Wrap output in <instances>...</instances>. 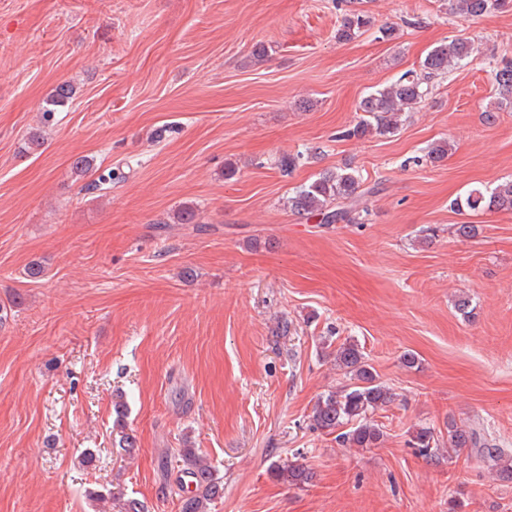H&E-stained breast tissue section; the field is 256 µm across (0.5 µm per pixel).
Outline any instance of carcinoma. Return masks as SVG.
<instances>
[{
  "label": "carcinoma",
  "mask_w": 512,
  "mask_h": 512,
  "mask_svg": "<svg viewBox=\"0 0 512 512\" xmlns=\"http://www.w3.org/2000/svg\"><path fill=\"white\" fill-rule=\"evenodd\" d=\"M512 8V0H452L451 10L466 16H482L493 11ZM370 25L361 13L345 15L336 31L337 38L350 41ZM474 47L465 42L451 41L431 50L421 64L420 72L408 71L390 85L364 97L358 107L361 115L348 135L362 138L370 134H391L429 94L430 80L444 74L472 55ZM494 82L503 96L512 95V60H503L493 69ZM361 176L352 167L324 170L318 177L296 187L288 197V208L304 217L319 216L324 224L343 222L363 224L368 209L361 206ZM455 207L464 212L512 211V179L493 188L475 187L456 200ZM336 367L348 378V383L320 396L312 408L314 425L335 435L343 448H376L384 432L374 420L377 411L388 407L395 394L379 381L375 369L365 359L358 345L345 342L333 352ZM448 449L479 448L482 457L492 463L495 475L502 482H512V457L495 445L481 440L474 430H465L448 421ZM408 445L425 458L442 452L439 440L427 427H417L410 433ZM182 472L196 481L191 495L182 498L181 512H207L208 506L224 491L222 480L210 462L198 449L182 451ZM271 473L291 486L306 485L314 472L304 464H272Z\"/></svg>",
  "instance_id": "1"
}]
</instances>
